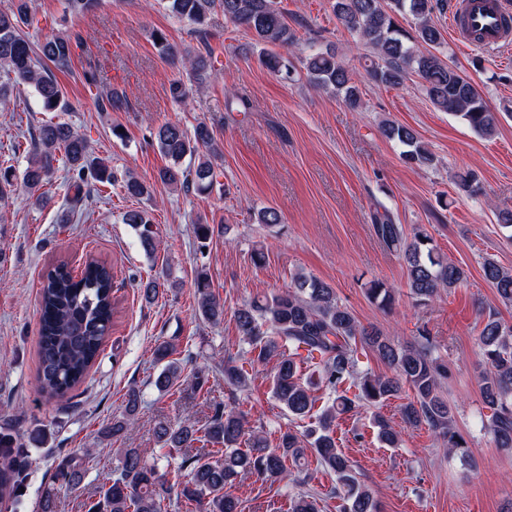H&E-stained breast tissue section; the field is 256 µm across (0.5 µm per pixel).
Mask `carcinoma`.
I'll use <instances>...</instances> for the list:
<instances>
[{
    "mask_svg": "<svg viewBox=\"0 0 512 512\" xmlns=\"http://www.w3.org/2000/svg\"><path fill=\"white\" fill-rule=\"evenodd\" d=\"M170 12L204 32L209 14L216 10L236 27H241L257 44L287 48L298 44L297 26L291 25L277 7L276 0H167ZM333 13L347 32L371 49L365 71L377 85L398 87L415 76L433 106L450 112L482 136H492L499 124V113L492 111L476 86L442 58L439 47L442 33L433 20L435 12L448 8V0H330ZM32 0H16L11 12H0V70L16 84L34 87L42 107L55 112L64 104V91L52 69L71 66L78 39L57 34L33 48L22 35L31 17ZM411 20L408 31L398 18ZM155 39L170 58L187 61L195 74L205 75L211 68L207 42L196 53L180 51L158 33ZM262 65L275 75L293 78L295 67L287 57L267 50ZM311 84L330 88L350 110L362 108V91L354 71L331 49L311 50L302 59ZM382 135L397 143L405 163L418 168L436 164V157L410 127L387 121ZM160 152L170 165L158 172V179L174 188L197 195H209L216 184L212 158L220 154L214 131L197 124L193 132L176 123H164L152 132ZM186 158L193 160L182 166ZM62 164L68 177L67 201L76 208L91 187L112 184L117 174L104 162L92 157L86 138L66 122L48 121L33 137L27 166L18 171L0 167V203L19 187L35 196L38 204L47 202L39 193ZM122 188L129 198L152 195L150 184L127 173ZM257 223L274 227L283 223L275 208L257 212ZM123 221L135 230L145 252L155 250L157 232L145 210L129 209ZM372 228L379 242L402 260L410 295L426 305L445 289L466 281V271L440 254L433 238L423 226L407 231L386 216H377ZM484 279L495 288L500 300L512 303V270L486 257L482 263ZM113 273L106 263L89 257L81 274H72L62 262L42 276L39 303L37 380L50 399L67 401L97 360L112 329L114 300ZM198 311L207 321L224 320V303L210 291L208 273L200 271L195 283ZM368 298L383 308L394 301L393 288L373 280L366 288ZM482 328L478 346L483 356L481 393L491 410L489 423L482 424L496 447L512 449V324L504 322L496 310H481ZM234 321L251 362H275L272 393L291 419H309L304 429L280 434L278 445L270 447L262 431L248 425L246 414L228 410L221 404L200 425L186 413L176 421H161L155 427L160 445L152 457L139 448L120 449L119 464L99 486V497L89 512H164V502L185 499L197 504L199 512H242L241 500L226 491L248 479L283 482L289 486L288 512H317L310 493L312 474L306 465L307 453L316 455L322 469L333 476L327 495L340 501V512H378L370 490L360 480L355 465L336 443V420L362 406L376 407L397 398L403 385L413 395L402 405V418L411 428L427 427L450 452L467 453L468 444L455 426V407L443 397L441 381L448 375V364L436 354L429 332L419 331L417 340L399 344L377 328L363 325L326 282L299 275L294 287L255 297L234 311ZM368 346L388 367L389 373L375 375L359 370L357 343ZM291 353H285V349ZM174 345L168 341L154 350L162 369L155 379L160 391L180 381L182 366L169 359ZM316 360L319 382L303 378L302 365ZM224 384L243 388L248 378L236 358H224ZM321 384L334 396L319 415L312 416L316 398L313 387ZM140 392L132 387L126 396L125 415L112 418V435L123 434L127 417L136 413ZM378 438L390 448L402 439L384 418H375ZM216 441L221 448H205ZM200 443L195 453L189 449ZM22 451L14 436L0 431V495L11 494L18 485ZM173 467L171 482L159 471L158 462ZM83 458L59 459L50 483L38 497V512H57L59 491L79 485L85 475Z\"/></svg>",
    "mask_w": 512,
    "mask_h": 512,
    "instance_id": "1",
    "label": "carcinoma"
}]
</instances>
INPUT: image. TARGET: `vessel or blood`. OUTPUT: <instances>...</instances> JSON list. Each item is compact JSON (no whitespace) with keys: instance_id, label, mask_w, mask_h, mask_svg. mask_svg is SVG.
<instances>
[{"instance_id":"b4317fda","label":"vessel or blood","mask_w":512,"mask_h":512,"mask_svg":"<svg viewBox=\"0 0 512 512\" xmlns=\"http://www.w3.org/2000/svg\"><path fill=\"white\" fill-rule=\"evenodd\" d=\"M450 27L462 46L494 50L512 43V0H456Z\"/></svg>"}]
</instances>
